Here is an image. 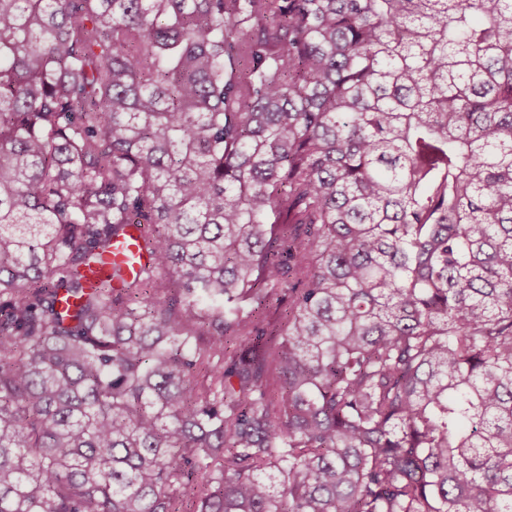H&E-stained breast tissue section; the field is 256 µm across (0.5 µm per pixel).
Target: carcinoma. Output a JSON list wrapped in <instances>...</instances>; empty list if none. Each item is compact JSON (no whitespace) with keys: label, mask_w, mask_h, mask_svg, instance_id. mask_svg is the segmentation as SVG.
Here are the masks:
<instances>
[{"label":"carcinoma","mask_w":512,"mask_h":512,"mask_svg":"<svg viewBox=\"0 0 512 512\" xmlns=\"http://www.w3.org/2000/svg\"><path fill=\"white\" fill-rule=\"evenodd\" d=\"M0 512H512V0H0ZM142 248V242L138 232L132 230L127 239L120 238L112 241V261H122L126 258L133 257L137 259L134 263L133 270L138 273L141 267L146 264V255ZM139 261V262H138Z\"/></svg>","instance_id":"cac0c4a2"}]
</instances>
